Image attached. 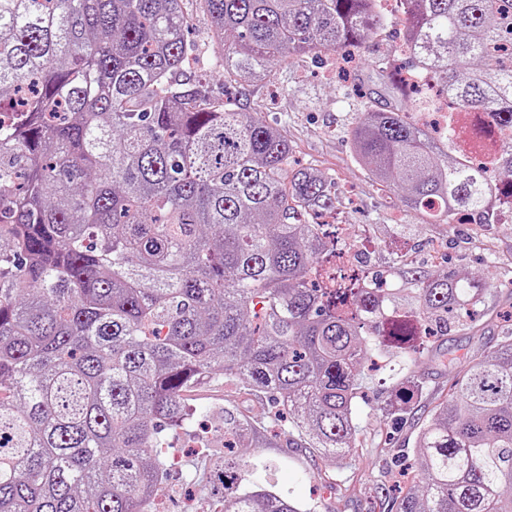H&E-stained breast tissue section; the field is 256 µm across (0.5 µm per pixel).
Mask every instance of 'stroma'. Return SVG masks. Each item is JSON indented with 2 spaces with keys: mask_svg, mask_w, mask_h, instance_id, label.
<instances>
[{
  "mask_svg": "<svg viewBox=\"0 0 512 512\" xmlns=\"http://www.w3.org/2000/svg\"><path fill=\"white\" fill-rule=\"evenodd\" d=\"M392 24L367 44L366 60L355 76L358 86L390 97L391 92L369 64L371 57L399 42L403 17L390 13ZM288 74L281 90L267 83L245 88L244 109L257 112L280 128L292 142L298 163L310 162L336 184V233L351 257L363 259L367 272L383 276L396 288L407 285L414 267L428 277L454 272L483 279L490 286L475 322L457 327L433 352L406 362L389 360L362 370L361 397L353 404L359 435L348 464L325 465L320 452L280 440L271 448H249L255 467L249 479L273 485L315 512H390L398 493L397 459L412 450L422 422L428 421L453 381L451 369L439 364L437 352L485 355L505 335H512V221L495 224H432L404 210L396 192L377 185L353 157L346 131L362 102L345 94L337 81L335 54L322 59L288 56L277 63ZM422 387L407 407L402 424H394L389 403L403 390L407 377ZM187 406L193 420L181 432L171 455L175 462L163 485L169 512H219L210 478V459L222 453L224 413L264 422L266 397L236 382H204L191 388Z\"/></svg>",
  "mask_w": 512,
  "mask_h": 512,
  "instance_id": "1",
  "label": "stroma"
}]
</instances>
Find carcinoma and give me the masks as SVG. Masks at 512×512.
I'll list each match as a JSON object with an SVG mask.
<instances>
[{"mask_svg": "<svg viewBox=\"0 0 512 512\" xmlns=\"http://www.w3.org/2000/svg\"><path fill=\"white\" fill-rule=\"evenodd\" d=\"M0 0V512H149L167 429L203 380L270 395L288 436L330 466L350 456L365 359L405 357L483 306L486 283L410 271L413 296L353 268L327 224L335 184L293 168V145L241 98L176 73L200 56L224 85L274 77L290 53L357 49L385 29L381 0ZM408 68L372 59L396 102L369 98L349 130L373 180L440 224L512 213V138L493 172L435 145L403 76L512 131V0H397ZM451 398L416 439L396 512H512V336L486 356H441ZM224 417V447L257 448ZM244 455L214 462L224 512H311L247 484ZM187 40L198 49L200 57L206 60L217 50L206 25L197 21L185 33Z\"/></svg>", "mask_w": 512, "mask_h": 512, "instance_id": "obj_1", "label": "carcinoma"}]
</instances>
